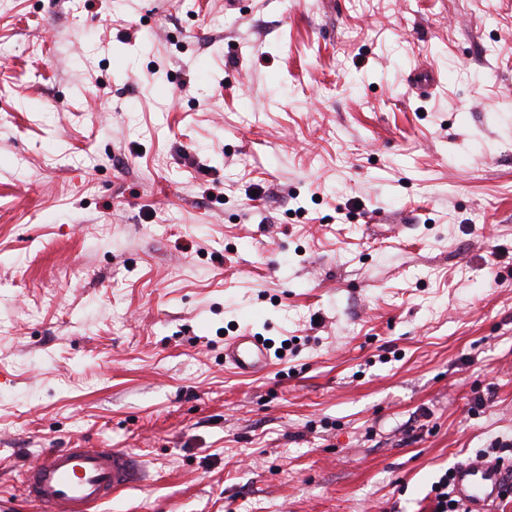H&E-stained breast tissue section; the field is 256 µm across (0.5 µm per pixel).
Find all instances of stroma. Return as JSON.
Listing matches in <instances>:
<instances>
[{"label":"stroma","mask_w":512,"mask_h":512,"mask_svg":"<svg viewBox=\"0 0 512 512\" xmlns=\"http://www.w3.org/2000/svg\"><path fill=\"white\" fill-rule=\"evenodd\" d=\"M498 442L512 0H0V496L101 446L99 512H432ZM270 362V349L258 336L245 333L224 343V364L243 373H260Z\"/></svg>","instance_id":"stroma-1"}]
</instances>
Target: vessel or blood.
Wrapping results in <instances>:
<instances>
[{
  "label": "vessel or blood",
  "instance_id": "vessel-or-blood-1",
  "mask_svg": "<svg viewBox=\"0 0 512 512\" xmlns=\"http://www.w3.org/2000/svg\"><path fill=\"white\" fill-rule=\"evenodd\" d=\"M224 362L244 373L267 369L271 353L264 340L243 334L224 345ZM147 479L141 460L122 448H48L21 475V494L40 512H96L118 491ZM512 484V469L476 460L457 468L453 493L470 512H493Z\"/></svg>",
  "mask_w": 512,
  "mask_h": 512
}]
</instances>
